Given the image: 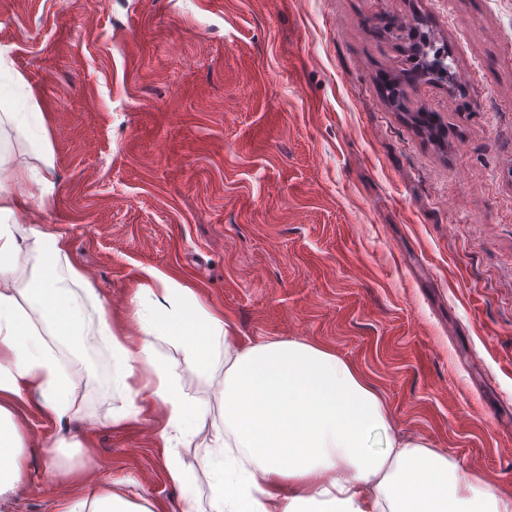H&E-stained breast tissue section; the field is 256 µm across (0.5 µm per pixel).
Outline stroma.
Segmentation results:
<instances>
[{
  "label": "stroma",
  "mask_w": 512,
  "mask_h": 512,
  "mask_svg": "<svg viewBox=\"0 0 512 512\" xmlns=\"http://www.w3.org/2000/svg\"><path fill=\"white\" fill-rule=\"evenodd\" d=\"M415 15L454 89L384 33ZM0 48L55 155L24 219L63 233L112 315L142 268L176 274L246 340L333 352L399 434L512 497V0H0ZM22 413L28 472L0 512L78 499L42 449L86 434L96 481L180 512L155 419Z\"/></svg>",
  "instance_id": "1"
}]
</instances>
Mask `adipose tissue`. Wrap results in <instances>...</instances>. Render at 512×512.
<instances>
[{
  "label": "adipose tissue",
  "mask_w": 512,
  "mask_h": 512,
  "mask_svg": "<svg viewBox=\"0 0 512 512\" xmlns=\"http://www.w3.org/2000/svg\"><path fill=\"white\" fill-rule=\"evenodd\" d=\"M12 138L36 161L13 180L50 199L57 184L45 116L0 56V169ZM28 205L0 181V499L27 474L20 409L33 397L60 426L101 406L115 426L162 407L157 443L180 512H512L446 452L399 435L375 389L336 354L301 340L243 342L223 311L151 267L130 292L140 341L129 346L123 320L107 311L63 234L20 222ZM21 260L29 273H18ZM180 355L197 379H217L212 399L185 391ZM206 423L204 497L174 445ZM91 446L88 437L47 444L46 479L82 481L81 498L58 500L54 512H154L89 479Z\"/></svg>",
  "instance_id": "ef3b65f1"
}]
</instances>
